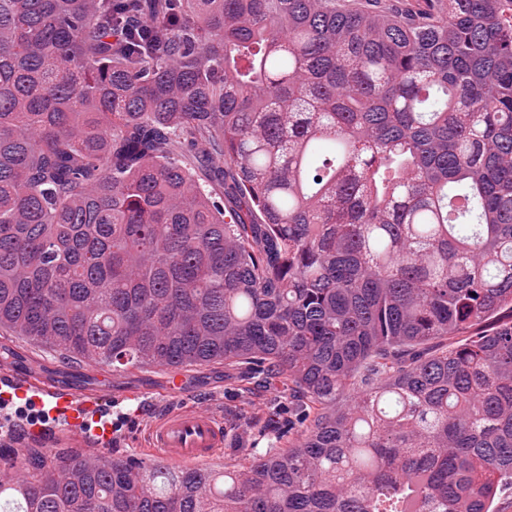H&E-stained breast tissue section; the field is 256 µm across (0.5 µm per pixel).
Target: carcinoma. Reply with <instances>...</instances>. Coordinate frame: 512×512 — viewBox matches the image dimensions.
Returning a JSON list of instances; mask_svg holds the SVG:
<instances>
[{"mask_svg": "<svg viewBox=\"0 0 512 512\" xmlns=\"http://www.w3.org/2000/svg\"><path fill=\"white\" fill-rule=\"evenodd\" d=\"M505 311L512 0H0V328L305 402L221 470L34 452L16 512H491L512 325L430 344Z\"/></svg>", "mask_w": 512, "mask_h": 512, "instance_id": "obj_1", "label": "carcinoma"}]
</instances>
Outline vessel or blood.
Masks as SVG:
<instances>
[{
  "instance_id": "1",
  "label": "vessel or blood",
  "mask_w": 512,
  "mask_h": 512,
  "mask_svg": "<svg viewBox=\"0 0 512 512\" xmlns=\"http://www.w3.org/2000/svg\"><path fill=\"white\" fill-rule=\"evenodd\" d=\"M106 401L105 393L98 389H78L13 367L0 369V403L32 402L48 407L50 415L63 421L59 430L25 424L0 439V445L13 450L9 461L16 477L25 475L24 451L30 447L110 452L111 431L86 432L90 422H101L105 416ZM224 427L222 412L177 398L149 419L138 439V453L141 459L165 467L204 465L223 447Z\"/></svg>"
}]
</instances>
